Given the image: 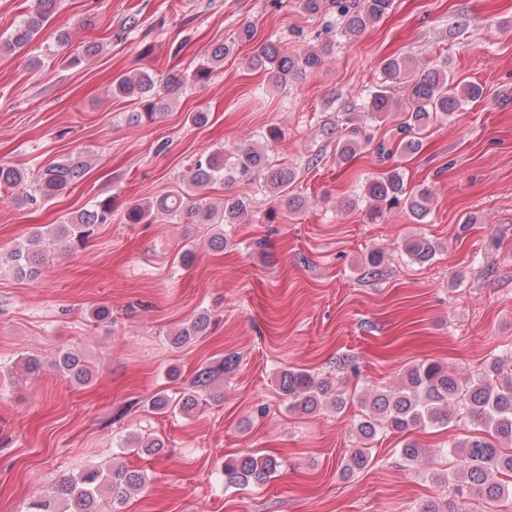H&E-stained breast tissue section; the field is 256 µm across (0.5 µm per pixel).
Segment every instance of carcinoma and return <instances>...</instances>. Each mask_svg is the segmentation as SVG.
<instances>
[{"instance_id": "carcinoma-1", "label": "carcinoma", "mask_w": 512, "mask_h": 512, "mask_svg": "<svg viewBox=\"0 0 512 512\" xmlns=\"http://www.w3.org/2000/svg\"><path fill=\"white\" fill-rule=\"evenodd\" d=\"M394 0H303L309 13L325 11L334 17L336 27L351 37L358 38L366 28L381 20L392 8ZM57 0H34L31 11L24 15L15 28L0 41V50L11 53L30 45L54 16ZM330 45L311 48L290 56L281 53L272 42L264 43L252 57V66L268 71L278 82L295 81L322 64ZM224 60V49L212 54V64L196 69L191 75L171 74L158 77L151 69L142 67L132 76H124L113 85L115 96L129 98L140 106L131 119L140 122L153 119L168 108L170 96L189 80L205 82L213 73V66ZM408 83L407 105L399 126L401 138L397 148L414 153L422 146L421 133L439 117H452L466 103L479 100L483 87L475 82L454 80L444 59L432 67L419 71L407 58H388L381 67V82L359 104L360 111L373 118L399 107L391 89ZM360 148L357 132L336 143V159L348 160ZM84 175V163L67 159L50 164L33 174L14 165L0 164V191L21 193L26 199L47 201ZM263 180L264 188L275 198L287 199L288 208L297 209L300 202L288 195L295 182V171L288 167L270 166L266 154L255 145H243L227 153L214 151L203 155L191 167L184 185L186 190L171 192L148 203H133L124 214L128 224H142L156 215L176 216L183 211L197 216L207 224L215 219V212L190 202L189 192L200 191L208 185L224 181L233 183L246 176ZM364 197L376 218L384 209H401L415 221L422 222L431 212L430 189L410 188L405 175L393 168L381 177L365 182ZM247 206L238 196L224 197L220 223L237 224ZM113 204L108 197L96 201L92 208L67 217L47 232L37 233L26 245L13 248L8 254L7 266L18 278L34 280L41 274L47 255V244L69 243L84 245L103 224L112 222ZM404 253L415 263L425 264L433 259L435 247L425 237H416L402 243ZM210 316L201 313L178 330L173 337L177 345L188 343L203 335ZM58 369L69 379L86 382L90 369L85 361L72 351H62L57 360ZM214 370L205 368L196 374L191 388L173 401L163 392L156 393L149 406L162 413L193 410L201 394L208 391ZM280 389L294 398L293 407L312 412L327 399L329 383L316 376L295 370H284L279 376ZM466 412L484 427V436L448 445L444 452L458 459V470L453 475L455 493L464 499L476 495L495 502L512 493L502 478L512 479V451H503L502 445H512V374H503L498 359L489 361L481 372L459 379L436 362H424L410 367L402 383L394 389L373 393L365 417L358 423V437L362 441L380 433L404 432L415 428L442 427ZM123 451L140 454H159L164 443L129 435L120 445ZM371 456L368 448L350 450L344 471L351 474L368 466ZM280 467L277 458L270 455L244 454L224 462V482L239 487L261 486ZM148 484L145 472L114 463L91 466L81 472L62 477L50 491L40 494L27 504L26 512H99V497L106 492L112 504H122Z\"/></svg>"}]
</instances>
